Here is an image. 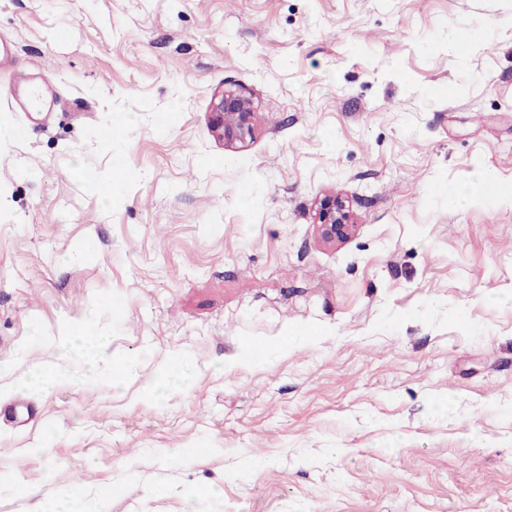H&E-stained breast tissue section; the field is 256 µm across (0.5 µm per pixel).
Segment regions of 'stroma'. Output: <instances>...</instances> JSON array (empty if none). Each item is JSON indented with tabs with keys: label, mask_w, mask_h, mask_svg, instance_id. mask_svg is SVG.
Masks as SVG:
<instances>
[{
	"label": "stroma",
	"mask_w": 512,
	"mask_h": 512,
	"mask_svg": "<svg viewBox=\"0 0 512 512\" xmlns=\"http://www.w3.org/2000/svg\"><path fill=\"white\" fill-rule=\"evenodd\" d=\"M1 37L0 512H512V0H0ZM211 125L224 144L233 146L251 139L256 112L249 98L237 90H225L211 112ZM320 220V235L329 242L346 238L353 229L349 222V207L342 198H335L332 203L324 205ZM60 499L66 506L63 512H109L111 496L107 486L94 494L76 486L63 490Z\"/></svg>",
	"instance_id": "stroma-1"
}]
</instances>
